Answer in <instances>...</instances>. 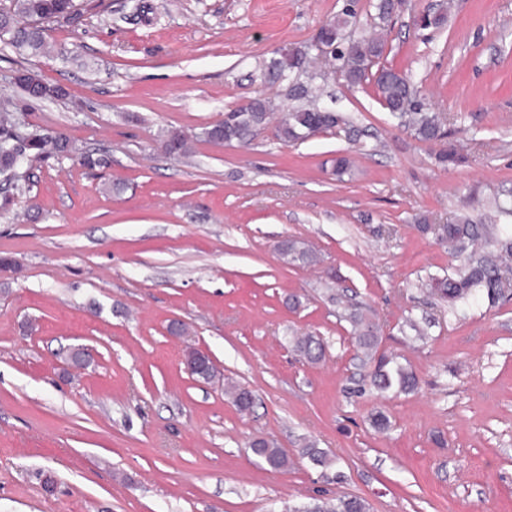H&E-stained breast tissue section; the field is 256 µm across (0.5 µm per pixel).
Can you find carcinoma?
<instances>
[{"label": "carcinoma", "instance_id": "1", "mask_svg": "<svg viewBox=\"0 0 512 512\" xmlns=\"http://www.w3.org/2000/svg\"><path fill=\"white\" fill-rule=\"evenodd\" d=\"M401 7L403 4L394 0H376L374 9L380 24L370 27L347 47L332 53L331 60L336 62L334 72L348 84L357 85L367 79L386 46L382 24ZM77 14L75 0H12L11 7L0 13V41L20 55L36 56L45 44L46 25L73 20ZM421 18L425 20L426 28L443 27L448 20V4L442 2L433 9H424ZM355 22L354 2L348 0L341 13L321 25L316 38L338 41L342 30ZM313 49L311 44L303 50L280 51L268 64L269 74L277 81L288 82V96L297 102L278 122L276 136L285 143H295L338 129L346 132L349 141L356 143L361 130L341 112L321 111L310 88L300 80ZM375 85L389 114L416 139L436 143L448 138L447 118L427 112L421 103L411 101L414 88L408 75L392 68H380L375 73ZM14 107L11 98L0 97V175L8 181L23 177L33 164L55 158L73 146L69 138L60 132L21 131ZM273 111L271 99L252 98L245 105L224 113V120L204 129L202 135L209 142L247 146L259 131L270 124ZM162 149L170 156L183 157L191 151V138L181 131H172L163 141ZM420 229L433 232L440 243L448 245V251L455 258L447 273L418 280L419 286L448 300L451 308L469 307L482 295L493 302L504 297V292L512 287L509 280L512 275V224H477L467 216H459L448 224H422ZM282 256L290 262L311 263L317 260L308 246L298 242L286 244ZM347 319L353 328L357 347L362 350L363 363L372 365L367 375L368 385L380 392L411 393L417 390L419 379L412 371L397 363L395 356L378 353L379 336L361 307H352ZM293 343L296 351L311 363L319 362L324 356L325 344L319 336L296 337ZM230 394L239 411L245 412L253 406L254 397L250 390L232 386ZM249 448L273 469L288 465L287 454L272 440L254 439ZM302 454L317 466L331 464L327 453L313 443L305 444ZM289 512H370V506L363 498L349 496L294 507Z\"/></svg>", "mask_w": 512, "mask_h": 512}]
</instances>
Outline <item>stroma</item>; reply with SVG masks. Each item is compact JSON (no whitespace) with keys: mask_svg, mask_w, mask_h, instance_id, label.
Wrapping results in <instances>:
<instances>
[{"mask_svg":"<svg viewBox=\"0 0 512 512\" xmlns=\"http://www.w3.org/2000/svg\"><path fill=\"white\" fill-rule=\"evenodd\" d=\"M76 2L45 53L0 43V95L78 150L30 169L0 209V255L16 264L0 272V512H284L343 496L371 512H512V296L454 313L416 286L451 262L421 225L487 218L512 190V0H454L439 29L410 5L388 23L382 63L447 116L462 157L448 167L373 81L317 65L306 81L381 151H354L341 130L287 145L267 129L246 148L201 139L255 96L287 112L266 64L305 48L344 0ZM19 69L67 98L27 100ZM175 129L196 136L193 157L163 152ZM82 153L105 166L84 168ZM288 240L318 263H286ZM351 303L420 390H363ZM307 333L326 344L320 362L289 342ZM77 345L92 355L75 371ZM192 348L252 391L250 413L187 371ZM377 410L386 431L370 425ZM258 437L287 468L251 452ZM308 442L331 466L301 456ZM249 448L252 453L262 459L269 467L273 469H281L288 465V456L278 448L272 440L263 438L254 439L250 442Z\"/></svg>","mask_w":512,"mask_h":512,"instance_id":"35a3bbf8","label":"stroma"}]
</instances>
